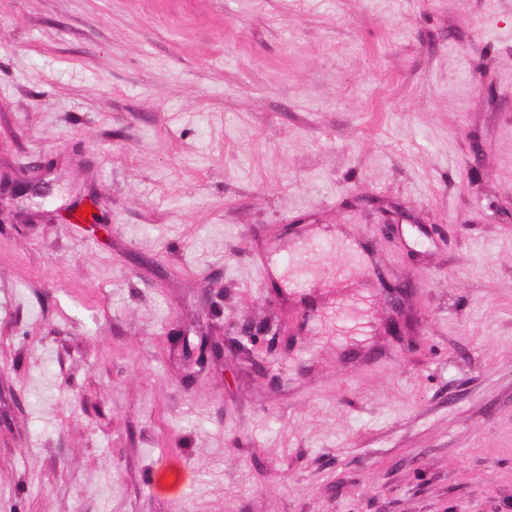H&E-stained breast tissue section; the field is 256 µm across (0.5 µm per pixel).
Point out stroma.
<instances>
[{
    "mask_svg": "<svg viewBox=\"0 0 512 512\" xmlns=\"http://www.w3.org/2000/svg\"><path fill=\"white\" fill-rule=\"evenodd\" d=\"M39 162L0 512H512V0H0V171Z\"/></svg>",
    "mask_w": 512,
    "mask_h": 512,
    "instance_id": "stroma-1",
    "label": "stroma"
}]
</instances>
